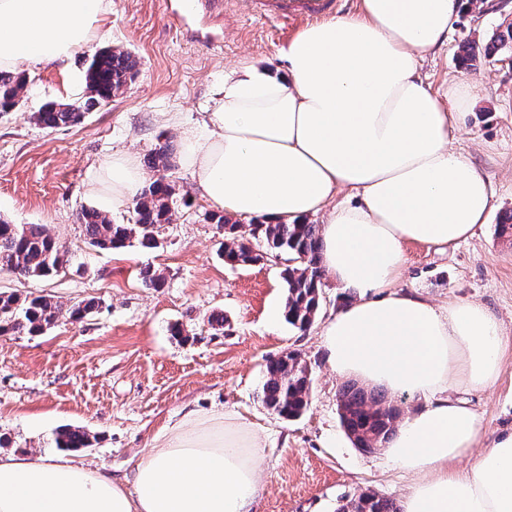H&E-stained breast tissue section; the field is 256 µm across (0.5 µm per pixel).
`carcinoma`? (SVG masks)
I'll return each mask as SVG.
<instances>
[{
	"label": "carcinoma",
	"instance_id": "cac0c4a2",
	"mask_svg": "<svg viewBox=\"0 0 512 512\" xmlns=\"http://www.w3.org/2000/svg\"><path fill=\"white\" fill-rule=\"evenodd\" d=\"M502 51L512 52V24L489 43H465L461 58L471 66ZM136 73L137 61L130 53L100 49L87 63L86 96L73 103L48 102L32 113V119L45 129L75 125L86 112L123 93ZM26 85L25 74L0 72V112H11L21 104ZM147 162L157 172V178L142 189L133 203L132 223L114 224L97 209L80 210L78 220L89 246L98 250L120 249L134 242L146 249L158 246L157 230L171 223L176 205V188L167 175L174 168L170 145L165 143L154 149ZM206 219L223 232L220 254L231 264L248 266L258 262L261 254L254 250L252 241L259 239L268 251L288 255L290 265L284 270L288 289L285 319L296 329L307 331L321 307L320 225L303 220L292 224L258 222L251 225L246 237L240 225L230 223L221 212L208 213ZM68 262L66 252L47 225L11 224L0 219V270L24 279L44 280L58 275ZM98 305L95 299L84 300L70 307L69 315L79 321ZM61 310L60 303L45 295L22 299L0 291V335H40L55 323ZM310 385L311 371L305 360L295 351H284L268 362L260 398L278 416L297 418L309 405ZM338 409L355 446L366 452L386 447L403 414L384 391L367 390L355 383L342 389ZM55 445L76 451L91 447L92 438L79 427H66L57 432ZM337 512H400V508L393 499L365 490L341 504Z\"/></svg>",
	"mask_w": 512,
	"mask_h": 512
}]
</instances>
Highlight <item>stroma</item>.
Masks as SVG:
<instances>
[{"label": "stroma", "instance_id": "35a3bbf8", "mask_svg": "<svg viewBox=\"0 0 512 512\" xmlns=\"http://www.w3.org/2000/svg\"><path fill=\"white\" fill-rule=\"evenodd\" d=\"M511 22L512 0H477L460 12L447 42L421 61L422 78L440 97L470 86L474 101L452 146L490 179L495 196L486 223L467 240L406 243L398 283L437 304H482L498 318L503 349L496 383L457 394L478 415L486 445L512 428V242L495 234L499 215L512 210V61L494 57L463 69L457 55L465 42L488 40ZM301 28L218 10L196 31L171 17L166 0H112L92 49L54 67L22 65L24 102L0 112V216L48 225L68 263L39 281L0 270L1 291L48 295L65 308L41 335L0 336V433L12 450L56 456L57 431L80 427L97 437L80 450L83 462L121 479L132 458L186 412L224 410L252 422L265 443L267 478L255 512H336L365 489L403 499L411 477L387 465L382 452L354 448L340 422L345 380L330 369L321 346L323 325L347 295L335 279L324 276L322 307L307 331L275 316L285 305L284 257L270 253L251 266L224 262L217 254L222 235L206 220L215 206L180 163L170 178L181 201L158 230V248L96 250L77 221L82 207L104 208L87 187L113 153L127 150L143 162L164 143L181 150L183 132H205L207 107L225 75L243 59L285 67L284 52ZM104 47L137 60L133 83L76 125L36 124L31 114L44 103L85 96V61ZM147 264L164 275L163 287L142 284L139 270ZM92 297L98 308L71 320L67 306ZM216 313L223 329L208 324ZM176 324L188 341L173 336ZM286 349L298 351L312 370L310 405L291 420L258 397L268 360Z\"/></svg>", "mask_w": 512, "mask_h": 512}]
</instances>
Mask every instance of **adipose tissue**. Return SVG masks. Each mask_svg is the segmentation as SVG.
<instances>
[{
    "mask_svg": "<svg viewBox=\"0 0 512 512\" xmlns=\"http://www.w3.org/2000/svg\"><path fill=\"white\" fill-rule=\"evenodd\" d=\"M459 9L460 0H362L359 14L307 26L285 52V71L239 62L206 133L182 141L197 188L225 212L272 224L323 215L322 268L359 294L322 328L331 369L422 402L384 450L414 478L402 512H512V430L474 455L481 425L448 395L496 382V317L397 288L405 243H459L492 207L489 179L451 146L463 113L447 111L419 73ZM111 12L112 0H0V71L73 57ZM142 181L138 158L117 152L90 191L120 203ZM344 188L357 192L356 205H333ZM262 448L226 412L175 422L127 481L71 454L0 453V512H253Z\"/></svg>",
    "mask_w": 512,
    "mask_h": 512,
    "instance_id": "1",
    "label": "adipose tissue"
}]
</instances>
